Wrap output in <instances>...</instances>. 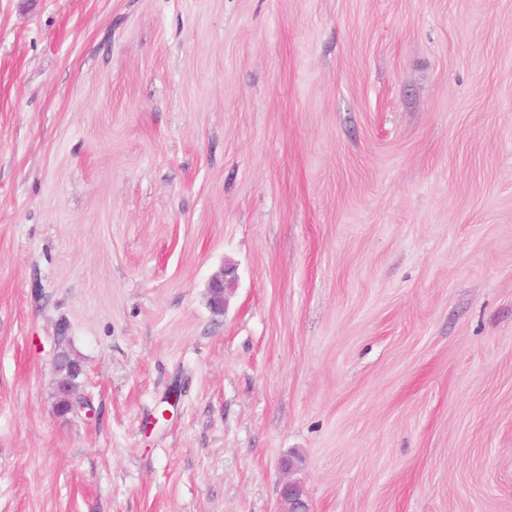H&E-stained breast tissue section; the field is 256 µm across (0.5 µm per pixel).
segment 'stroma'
<instances>
[{"label":"stroma","instance_id":"35a3bbf8","mask_svg":"<svg viewBox=\"0 0 512 512\" xmlns=\"http://www.w3.org/2000/svg\"><path fill=\"white\" fill-rule=\"evenodd\" d=\"M290 478L512 512V0H0V512Z\"/></svg>","mask_w":512,"mask_h":512}]
</instances>
